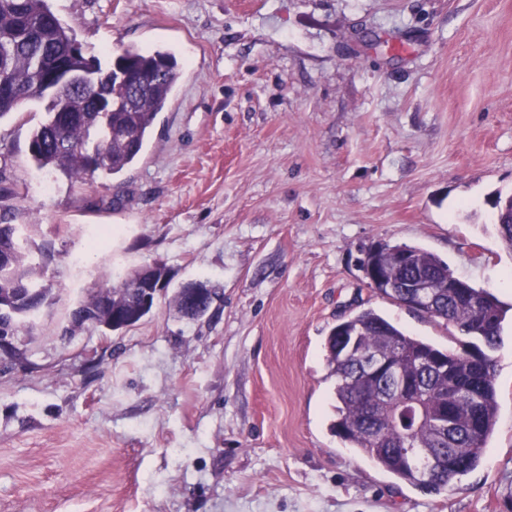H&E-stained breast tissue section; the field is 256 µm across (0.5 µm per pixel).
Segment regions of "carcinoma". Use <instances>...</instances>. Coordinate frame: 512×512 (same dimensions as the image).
<instances>
[{
	"label": "carcinoma",
	"mask_w": 512,
	"mask_h": 512,
	"mask_svg": "<svg viewBox=\"0 0 512 512\" xmlns=\"http://www.w3.org/2000/svg\"><path fill=\"white\" fill-rule=\"evenodd\" d=\"M75 37L52 11L48 0H0V78L28 92L22 99L0 104V119L36 99V76L58 60L71 66H86L85 58L70 55ZM118 60L150 77L138 96L125 83L108 77L97 86L60 90L68 112H48L36 126L28 143L29 157L39 169L59 171L69 178L85 179L97 173L118 175L136 163L148 141L159 112L175 87L177 61L169 52H144L127 48ZM496 226L506 247L512 250V207L496 196ZM23 225L12 223L8 213L0 215V300H15L11 308H0V338L11 337L21 320L30 316L28 306L52 301V289L44 283V270ZM407 257L393 273L402 285L423 274L437 287L432 289L429 318L457 328L469 341L452 351L410 336L372 310L358 313L330 329L325 342L327 362L336 377L334 433L373 460L383 470L427 492L448 489L452 480L474 470L488 448L497 418L493 360L489 351L502 342V324L508 309L492 293L469 282L449 288L453 276L448 264L416 246H405ZM112 277L72 313L73 325L87 321L109 325L112 304L108 294L128 287L113 285ZM26 286L38 289L33 298L18 292ZM356 348L399 356L402 375L413 393L389 388L379 379L373 385L361 382L355 354L346 351L348 335ZM433 364L425 368L420 359ZM416 404H408L410 395ZM453 406L457 418L455 436L438 439L442 411ZM428 452L436 465L431 477L424 475L422 460L409 458L404 440Z\"/></svg>",
	"instance_id": "1"
}]
</instances>
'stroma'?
<instances>
[{"instance_id": "35a3bbf8", "label": "stroma", "mask_w": 512, "mask_h": 512, "mask_svg": "<svg viewBox=\"0 0 512 512\" xmlns=\"http://www.w3.org/2000/svg\"><path fill=\"white\" fill-rule=\"evenodd\" d=\"M86 56L175 55L139 163L37 170L32 100L0 119V212L49 250L51 304L0 353V512H512V310L497 423L473 471L426 493L331 430L325 340L374 310L459 333L367 283L362 250L418 246L512 307L495 225L512 193V0H49ZM170 289L120 333L72 327L104 275ZM221 288L210 316L175 289Z\"/></svg>"}]
</instances>
